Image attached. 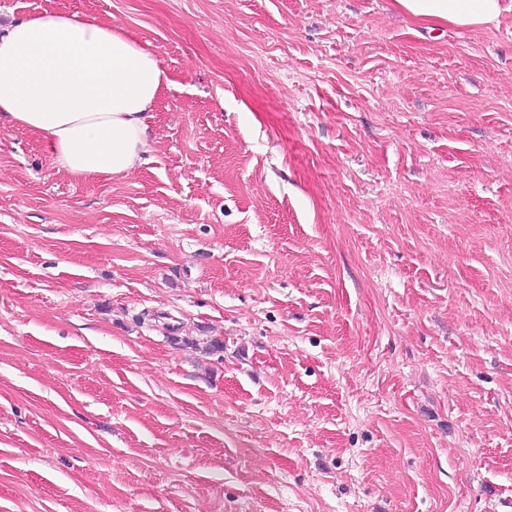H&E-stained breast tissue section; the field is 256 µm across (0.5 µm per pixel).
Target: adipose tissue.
Wrapping results in <instances>:
<instances>
[{"label": "adipose tissue", "instance_id": "1", "mask_svg": "<svg viewBox=\"0 0 512 512\" xmlns=\"http://www.w3.org/2000/svg\"><path fill=\"white\" fill-rule=\"evenodd\" d=\"M411 21L483 28L505 0H394ZM172 81L122 30L44 11L0 31V123L25 128L76 178L126 175L147 160L150 121Z\"/></svg>", "mask_w": 512, "mask_h": 512}]
</instances>
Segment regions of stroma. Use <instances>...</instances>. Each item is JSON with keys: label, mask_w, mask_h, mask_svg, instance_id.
Here are the masks:
<instances>
[{"label": "stroma", "mask_w": 512, "mask_h": 512, "mask_svg": "<svg viewBox=\"0 0 512 512\" xmlns=\"http://www.w3.org/2000/svg\"><path fill=\"white\" fill-rule=\"evenodd\" d=\"M173 82L94 180L0 126V512H502L512 11L0 0ZM405 17L429 29L447 24L459 28H483L495 24L512 10L505 0H393Z\"/></svg>", "instance_id": "1"}]
</instances>
